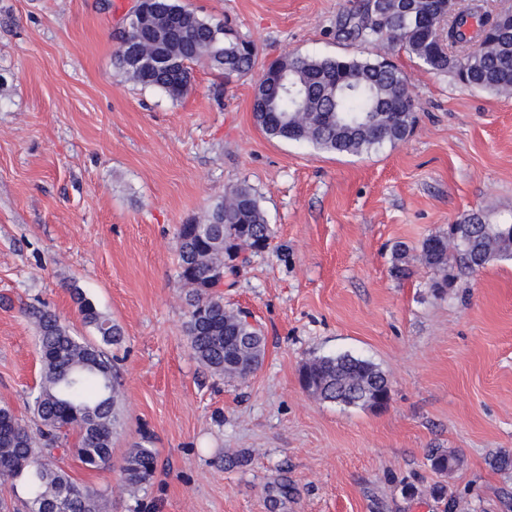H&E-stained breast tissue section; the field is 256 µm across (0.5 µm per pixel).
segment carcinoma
I'll return each instance as SVG.
<instances>
[{"label":"carcinoma","instance_id":"cac0c4a2","mask_svg":"<svg viewBox=\"0 0 512 512\" xmlns=\"http://www.w3.org/2000/svg\"><path fill=\"white\" fill-rule=\"evenodd\" d=\"M461 2L463 10L443 39L479 43L463 67L436 33L443 0H353L339 18L337 32L360 44L397 45L428 72L450 74L471 88L511 94L512 10H502L494 18L485 13L483 0ZM152 5L153 26L143 31V37L153 51L165 52L180 73V84H174L164 69L130 71L125 43L134 41V34L121 37L115 54L119 74L178 101L191 86V65L196 62H206L226 84L255 68L257 46L232 28L177 0H153ZM288 67L294 96L277 86V76ZM263 76L253 114L272 138L310 144L329 153L362 155L404 141L415 123L409 77L391 61L287 55L270 62ZM272 234L254 189L245 182L214 203L207 222L182 224L176 230L178 279L189 288L188 348L195 360L216 375L245 379L264 357L262 329L245 315L224 308L220 276L228 251H263ZM422 255L440 271L434 288L441 290L493 260H512V229L506 222L492 224L472 213L448 225V233L427 237ZM72 295L83 323L100 343L72 335L51 311L36 312L42 377L33 394V411L41 427L35 433L28 430L9 407L0 406V478L26 479L27 512H105L107 506L102 494L77 485L53 463V451L73 430L78 436L75 457L84 467L111 465L112 437L123 412L120 374L105 351L123 342L122 330L79 289H72ZM301 382L324 401L369 409L378 408L380 396L389 394L383 371L350 353L309 360L301 370ZM428 460L441 473H451L462 463L461 456L447 448L431 449ZM489 465L511 472L512 450L496 452ZM157 471L154 450L138 445L126 452L121 477L126 487L138 490Z\"/></svg>","mask_w":512,"mask_h":512}]
</instances>
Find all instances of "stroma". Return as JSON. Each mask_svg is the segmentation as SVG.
I'll return each mask as SVG.
<instances>
[{
  "label": "stroma",
  "instance_id": "obj_1",
  "mask_svg": "<svg viewBox=\"0 0 512 512\" xmlns=\"http://www.w3.org/2000/svg\"><path fill=\"white\" fill-rule=\"evenodd\" d=\"M182 2L254 41L257 68L228 85L193 64L173 101L114 66L135 0H0V406L38 428L31 312L91 337L76 287L123 330L124 415L110 468L82 466L73 432L55 457L111 512H512V475L487 464L512 450V261L439 293L420 256L462 214L512 216V95L337 37L346 0ZM287 54L391 58L417 101L412 133L360 156L268 138L254 88ZM243 181L273 238L224 305L262 327L266 355L227 380L190 354L175 231ZM342 352L385 372V409L304 390L303 363ZM142 441L158 474L128 491L120 466ZM432 448L460 467L434 471ZM431 467L441 473H451L462 463L461 456L448 448H432L428 454Z\"/></svg>",
  "mask_w": 512,
  "mask_h": 512
}]
</instances>
